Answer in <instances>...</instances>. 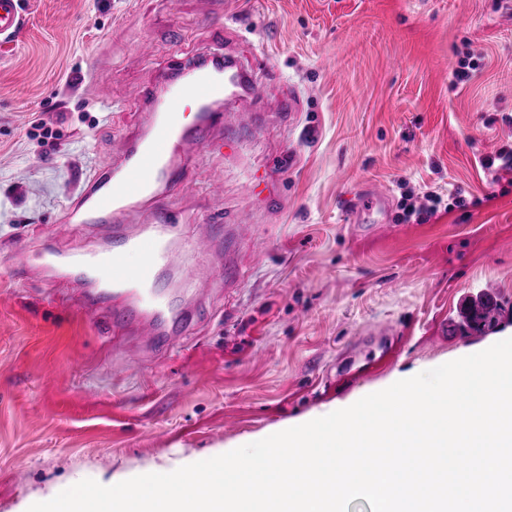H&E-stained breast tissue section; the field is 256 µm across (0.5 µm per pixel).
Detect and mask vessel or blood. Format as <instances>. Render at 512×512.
I'll list each match as a JSON object with an SVG mask.
<instances>
[{
  "instance_id": "obj_1",
  "label": "vessel or blood",
  "mask_w": 512,
  "mask_h": 512,
  "mask_svg": "<svg viewBox=\"0 0 512 512\" xmlns=\"http://www.w3.org/2000/svg\"><path fill=\"white\" fill-rule=\"evenodd\" d=\"M21 20L20 0H0V35L11 33ZM228 72L233 73L240 89L253 83L251 74L229 58L220 69L193 68L188 78L158 101L147 128L133 138L124 160L107 158L101 162L97 177L82 198L88 218L116 224L127 221L135 203L145 205L140 232L120 235L111 247L90 259L95 278L115 288L113 324L132 322L153 338L163 333L161 314L155 308L160 297L156 280L161 266L172 263L174 255L165 239L172 217L160 202L161 189L174 179L172 160L186 144L200 151L209 147L215 115L207 106L228 99L224 83ZM190 102L203 112L188 128L182 124L181 114Z\"/></svg>"
}]
</instances>
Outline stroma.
<instances>
[{
  "mask_svg": "<svg viewBox=\"0 0 512 512\" xmlns=\"http://www.w3.org/2000/svg\"><path fill=\"white\" fill-rule=\"evenodd\" d=\"M21 2L0 35V512L176 470L512 337L511 321L455 328L487 294L512 306V175L480 164L512 143V0ZM467 51L477 68L454 83ZM202 55L237 58L256 85L164 192L178 222L163 295L190 318L152 346L79 305L76 262L111 225L55 229L145 129L150 94ZM374 187L390 196L377 222L344 223ZM431 191L436 212L404 222L405 196ZM206 221L224 249L190 256ZM189 263L207 292L187 287ZM388 339L397 357L373 370Z\"/></svg>",
  "mask_w": 512,
  "mask_h": 512,
  "instance_id": "1",
  "label": "stroma"
}]
</instances>
